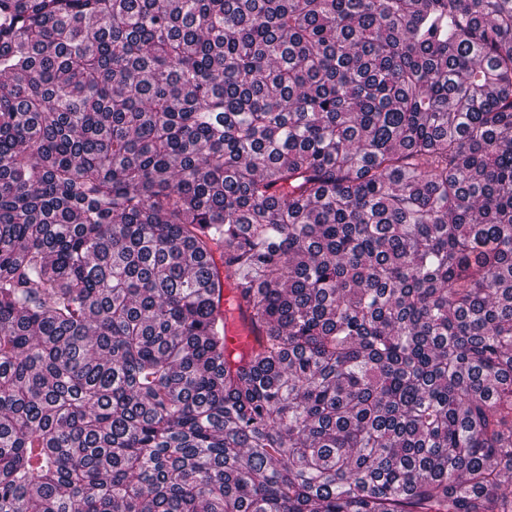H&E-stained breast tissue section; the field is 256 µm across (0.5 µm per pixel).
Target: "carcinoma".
<instances>
[{
  "instance_id": "obj_1",
  "label": "carcinoma",
  "mask_w": 512,
  "mask_h": 512,
  "mask_svg": "<svg viewBox=\"0 0 512 512\" xmlns=\"http://www.w3.org/2000/svg\"><path fill=\"white\" fill-rule=\"evenodd\" d=\"M0 512H512V0H0ZM219 306L221 310L229 311L230 318L225 328V343L227 354L232 358L235 354L247 355L256 347L257 332L253 328L248 313L243 305L239 307V301L231 279H225L224 286L220 290ZM237 303L235 309H229V303Z\"/></svg>"
}]
</instances>
